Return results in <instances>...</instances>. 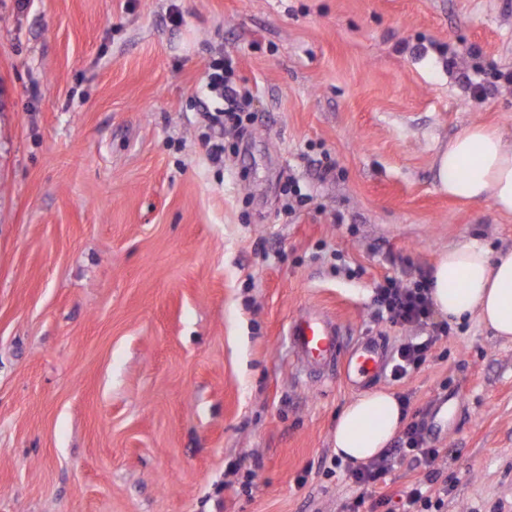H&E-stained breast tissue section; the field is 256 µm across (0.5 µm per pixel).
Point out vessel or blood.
Wrapping results in <instances>:
<instances>
[{
	"label": "vessel or blood",
	"mask_w": 512,
	"mask_h": 512,
	"mask_svg": "<svg viewBox=\"0 0 512 512\" xmlns=\"http://www.w3.org/2000/svg\"><path fill=\"white\" fill-rule=\"evenodd\" d=\"M290 353L303 370L322 375L342 369L347 383L360 388L379 378L388 353L381 338L361 337L349 343L346 331L325 315L301 312L288 322Z\"/></svg>",
	"instance_id": "vessel-or-blood-1"
}]
</instances>
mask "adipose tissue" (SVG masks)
<instances>
[{
    "mask_svg": "<svg viewBox=\"0 0 512 512\" xmlns=\"http://www.w3.org/2000/svg\"><path fill=\"white\" fill-rule=\"evenodd\" d=\"M438 188L475 204L512 214V140L480 123L465 126L434 159ZM435 308L449 322L477 320L495 337L512 341V250L491 255L478 240L450 246L430 276ZM404 423L399 399L385 390L368 391L343 407L333 433L335 453L360 464L377 457Z\"/></svg>",
    "mask_w": 512,
    "mask_h": 512,
    "instance_id": "1",
    "label": "adipose tissue"
}]
</instances>
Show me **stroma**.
Listing matches in <instances>:
<instances>
[{
  "label": "stroma",
  "instance_id": "obj_1",
  "mask_svg": "<svg viewBox=\"0 0 512 512\" xmlns=\"http://www.w3.org/2000/svg\"><path fill=\"white\" fill-rule=\"evenodd\" d=\"M223 54L254 119L215 163ZM510 71L512 0H0V512H343L355 391L295 368L288 321L393 350L423 330L374 321L376 280L512 249L433 169L468 123L512 135V84L469 85ZM377 387L447 449L443 512H512L511 342L453 325Z\"/></svg>",
  "mask_w": 512,
  "mask_h": 512
}]
</instances>
